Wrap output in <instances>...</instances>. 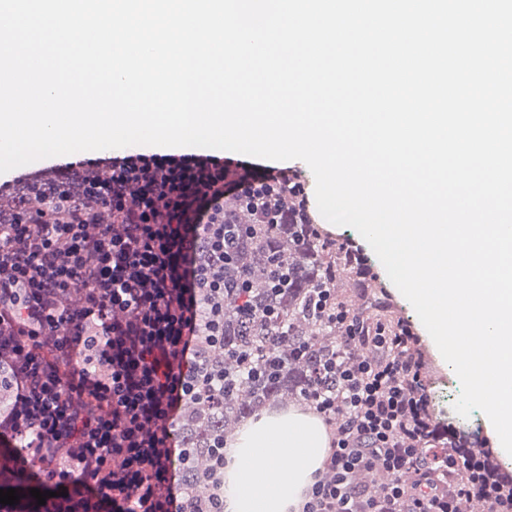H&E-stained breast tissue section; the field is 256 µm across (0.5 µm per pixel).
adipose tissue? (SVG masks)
<instances>
[{"label":"adipose tissue","instance_id":"1","mask_svg":"<svg viewBox=\"0 0 512 512\" xmlns=\"http://www.w3.org/2000/svg\"><path fill=\"white\" fill-rule=\"evenodd\" d=\"M329 446L328 428L309 408L263 412L226 450L224 512H296Z\"/></svg>","mask_w":512,"mask_h":512}]
</instances>
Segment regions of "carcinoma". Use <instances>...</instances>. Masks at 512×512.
<instances>
[{
  "mask_svg": "<svg viewBox=\"0 0 512 512\" xmlns=\"http://www.w3.org/2000/svg\"><path fill=\"white\" fill-rule=\"evenodd\" d=\"M233 261L224 266V372L235 374L237 355L260 359L261 373L249 381L224 386V402L214 406L189 403L181 415L178 435L196 449L195 468L182 473L186 492L198 494L196 470L209 462V442L216 433L227 436L240 419L270 400L305 392L323 361L336 351V331L311 308L315 289L336 294L345 309L349 299L339 283L358 291L361 306L353 312L360 322H386L389 307L383 297L355 280L356 263L343 251L309 234L304 224H269L258 236H244L231 248ZM288 272V287L272 289L274 271ZM261 276L239 298L242 276Z\"/></svg>",
  "mask_w": 512,
  "mask_h": 512,
  "instance_id": "carcinoma-1",
  "label": "carcinoma"
}]
</instances>
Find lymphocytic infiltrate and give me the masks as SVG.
<instances>
[{"instance_id":"f902f5d3","label":"lymphocytic infiltrate","mask_w":512,"mask_h":512,"mask_svg":"<svg viewBox=\"0 0 512 512\" xmlns=\"http://www.w3.org/2000/svg\"><path fill=\"white\" fill-rule=\"evenodd\" d=\"M316 223L295 167L210 154L135 151L0 182V366L16 398L0 442L47 493L38 512H224L226 439L193 500L176 437L187 402L224 395V261L258 226ZM317 304L342 347L323 366L335 389L305 394L332 441L300 512H460L477 493L512 512V477L434 424L410 328ZM355 343L372 356L346 359ZM360 474L383 495L365 496Z\"/></svg>"}]
</instances>
